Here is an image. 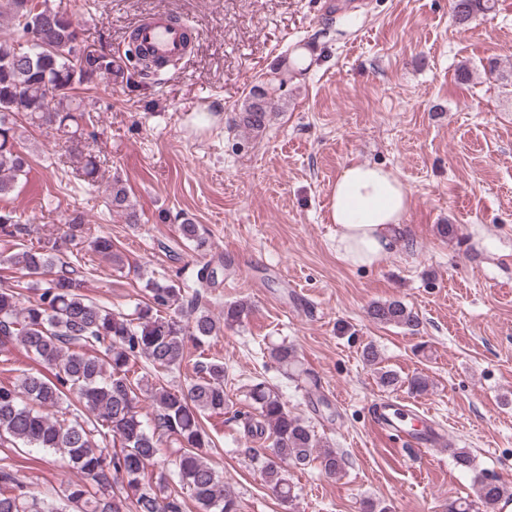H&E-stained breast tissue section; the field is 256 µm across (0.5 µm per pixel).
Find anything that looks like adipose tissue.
Instances as JSON below:
<instances>
[{"instance_id": "adipose-tissue-1", "label": "adipose tissue", "mask_w": 512, "mask_h": 512, "mask_svg": "<svg viewBox=\"0 0 512 512\" xmlns=\"http://www.w3.org/2000/svg\"><path fill=\"white\" fill-rule=\"evenodd\" d=\"M409 208V192L395 171L370 163L347 164L327 192V218L336 226V257L373 267L389 253Z\"/></svg>"}]
</instances>
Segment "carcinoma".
I'll list each match as a JSON object with an SVG mask.
<instances>
[{
    "label": "carcinoma",
    "mask_w": 512,
    "mask_h": 512,
    "mask_svg": "<svg viewBox=\"0 0 512 512\" xmlns=\"http://www.w3.org/2000/svg\"><path fill=\"white\" fill-rule=\"evenodd\" d=\"M493 6L494 0H449L459 25ZM4 8L13 29L0 35V199L12 192L27 166L17 150L19 123L44 126L78 143L91 117L77 102L75 90L112 78V58L78 46L77 25L49 0H6ZM23 41L29 44L26 50ZM295 73L289 58L281 60L272 79L244 99L238 125L255 138L262 136L278 94ZM110 202L126 223L139 222L117 180ZM21 231L13 212L0 209V237L15 249L5 261L39 288L37 298L24 306L20 284L0 283V366L13 371L12 346L18 344L49 375L25 371L16 382H0V443L63 455L82 475V481L67 483L59 495L75 512H183L187 498L195 501L198 512H240L238 495L208 462L214 441L203 424L228 413L245 436L270 440L265 448L249 449L250 458L283 505L296 498L284 465L301 468L317 461L329 476L342 472V455L321 447L312 427L264 378L246 386L245 411L234 408L224 391L222 362H198L195 377L176 388L149 382L148 374H167L181 366L187 343L201 349L221 326L240 324L251 313L245 301L224 305L221 320L198 311L203 293L217 281L211 264L197 268L188 288L173 279L148 280L146 301L125 314L82 293L79 254L69 261L58 257L59 241L85 238L88 228L81 217L70 220L62 239H41L36 246L16 243ZM178 231L196 250L207 249L200 225L185 218ZM91 249L123 263L110 237H95ZM186 309L195 316L184 321L179 314ZM368 313L383 324H419L398 300L375 301ZM268 357L285 374L298 372L297 350L287 342L269 346ZM145 394L153 408L150 415L141 405ZM165 439L175 445L169 466L158 462ZM453 460L457 468L473 473L483 512H496L503 494L498 481L476 470L474 458L464 450L454 452ZM0 512L65 510L39 500L11 470L0 468Z\"/></svg>",
    "instance_id": "obj_1"
}]
</instances>
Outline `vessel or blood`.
Listing matches in <instances>:
<instances>
[{
	"label": "vessel or blood",
	"instance_id": "1",
	"mask_svg": "<svg viewBox=\"0 0 512 512\" xmlns=\"http://www.w3.org/2000/svg\"><path fill=\"white\" fill-rule=\"evenodd\" d=\"M136 43L141 50L162 60L185 58L192 44L189 27L168 14L156 13L141 19L135 26ZM370 425L376 431H386L401 437L406 446L414 451L426 452L448 446L444 431L434 427L429 419H421L414 424H406L400 409L389 400L372 404Z\"/></svg>",
	"mask_w": 512,
	"mask_h": 512
}]
</instances>
